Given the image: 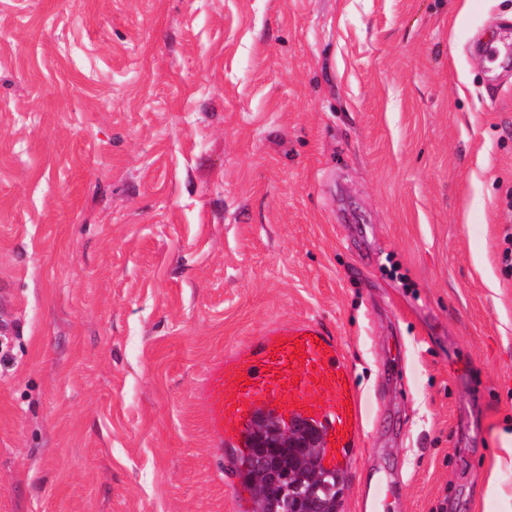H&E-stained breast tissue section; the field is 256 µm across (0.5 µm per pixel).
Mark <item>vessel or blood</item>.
Here are the masks:
<instances>
[{
    "label": "vessel or blood",
    "instance_id": "b4317fda",
    "mask_svg": "<svg viewBox=\"0 0 512 512\" xmlns=\"http://www.w3.org/2000/svg\"><path fill=\"white\" fill-rule=\"evenodd\" d=\"M207 403L221 445L239 446L256 412L281 409L321 429L331 468L347 469L359 451L362 419L352 369L336 336L317 322L281 327L251 350L215 362Z\"/></svg>",
    "mask_w": 512,
    "mask_h": 512
}]
</instances>
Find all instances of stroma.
<instances>
[{"label": "stroma", "mask_w": 512, "mask_h": 512, "mask_svg": "<svg viewBox=\"0 0 512 512\" xmlns=\"http://www.w3.org/2000/svg\"><path fill=\"white\" fill-rule=\"evenodd\" d=\"M512 0H0V512H253L207 367L339 338L341 512H495Z\"/></svg>", "instance_id": "35a3bbf8"}]
</instances>
